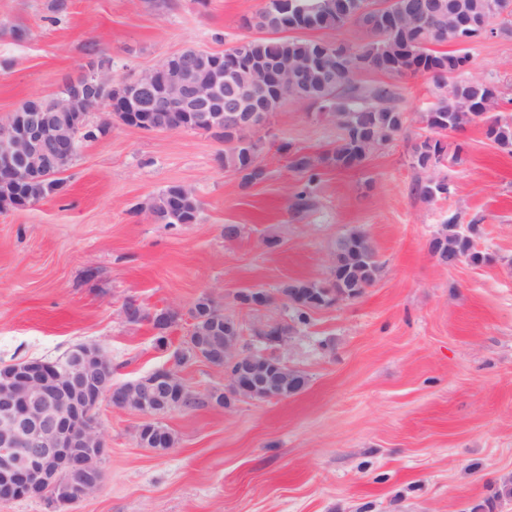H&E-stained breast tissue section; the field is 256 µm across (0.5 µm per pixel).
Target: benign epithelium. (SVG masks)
Masks as SVG:
<instances>
[{
  "mask_svg": "<svg viewBox=\"0 0 512 512\" xmlns=\"http://www.w3.org/2000/svg\"><path fill=\"white\" fill-rule=\"evenodd\" d=\"M359 15L383 18L388 32L416 31L430 26V0H413L405 17L392 20L388 6L365 0ZM315 58L252 65L250 99L242 104L224 99V72L241 62L224 64V54L206 50L179 52L131 79L115 80L112 70L93 62L84 72L77 92L66 108L46 113L38 106L17 108L0 124V181L28 183L45 169L62 173L78 153L79 133L86 124L87 92L96 93L97 107L106 109L102 127L122 112H134L141 92L161 87L153 106L181 114L182 121L211 130L224 125V113L235 112L239 126L255 128L271 112L269 102L292 85V79L314 67L324 72L349 68L353 48L318 41ZM256 345L275 343L283 349L291 340L287 324L271 321L252 329ZM237 319L224 321V341L192 336L174 353L183 365L202 361L220 367L230 363V387L244 397L279 400L291 396V386L305 375L276 355L270 365L242 343ZM200 400L170 366H161L136 380L112 381V360L97 345L78 344L63 357L30 359L10 365L0 375V500L48 499L55 512L99 490L103 480L101 459L106 453L96 411L106 401L118 409L143 411L137 440L157 446L167 433L160 417L172 405L186 408Z\"/></svg>",
  "mask_w": 512,
  "mask_h": 512,
  "instance_id": "7a95c632",
  "label": "benign epithelium"
}]
</instances>
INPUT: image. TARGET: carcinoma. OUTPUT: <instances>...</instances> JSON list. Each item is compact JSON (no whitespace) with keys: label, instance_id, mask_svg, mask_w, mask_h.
<instances>
[{"label":"carcinoma","instance_id":"obj_1","mask_svg":"<svg viewBox=\"0 0 512 512\" xmlns=\"http://www.w3.org/2000/svg\"><path fill=\"white\" fill-rule=\"evenodd\" d=\"M461 5L467 14L470 27L455 29L443 26L437 30L416 31L412 52L401 62V70L415 74L426 71V61L436 59L451 69H464L470 56L461 49L444 52L435 49L442 44L462 45L472 43L486 35V28L497 25V32L512 35V0H453ZM276 0L268 3L253 17V26L260 27L270 37L254 38L247 44L246 51L266 60L284 57L305 59L310 55L313 41L295 36L279 35V26L273 17ZM299 7L308 15L321 20L324 28H339L346 20L334 9L336 0H298ZM372 37L356 48L357 55L366 66L374 65L376 59H395L399 56V44L390 36L371 31ZM318 71L313 69L302 75V83L296 85L300 95L313 94L323 97L328 90L338 93L336 103V127L339 139L336 147L323 157V161L338 169H349L360 164L373 152L383 148L391 137L400 133L409 121L406 113L391 105L394 91L380 86L364 90L355 84V72L338 70L324 76L326 86L312 92L305 83L317 80ZM489 93V88L480 85L463 84L456 94L441 91L430 108L419 114L418 122L427 134L420 136L409 147V157L414 159L412 167L427 171V180L416 185L418 195L432 201L440 193L449 191L448 179L440 175L445 162L460 161V147L449 151L448 134L477 124L486 127V136L499 147L512 152V117L490 116L488 112H472L465 106L470 100L478 105ZM224 167L242 175L244 184H249L263 176L257 163L256 144L247 135V130L239 129L231 123L224 124ZM293 170L308 174L315 168L314 159L304 153L292 156ZM61 180L49 174L29 183L28 196L44 200L59 191ZM201 209L199 199L189 189L179 185L166 188L150 205L154 219L160 224H186L198 218ZM430 252L448 253L459 260L468 259L478 264L486 257L474 250L471 238L466 235L457 217L452 216L440 225L430 242ZM338 264L331 269L325 282L292 281L282 286L281 292L288 296L292 308V321L303 324L309 311L325 306L336 299V291L342 290L346 298L358 297L365 288L371 286L381 272L376 251L369 237L362 231L352 230L336 242L334 253Z\"/></svg>","mask_w":512,"mask_h":512}]
</instances>
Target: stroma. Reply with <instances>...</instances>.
<instances>
[{"instance_id": "1", "label": "stroma", "mask_w": 512, "mask_h": 512, "mask_svg": "<svg viewBox=\"0 0 512 512\" xmlns=\"http://www.w3.org/2000/svg\"><path fill=\"white\" fill-rule=\"evenodd\" d=\"M265 0H0V122L23 102L52 98L91 54L130 78L188 48L221 52L256 37ZM26 32L15 41L11 30ZM466 76L493 85L512 115V37L468 45ZM365 88L392 86L410 121L360 165L322 163L338 139L319 106L290 99L251 130L264 175L244 184L224 167V143L202 131L142 130L113 122L84 142L61 191L0 211V366L102 346L113 380L169 363L210 294L244 330L291 319L290 280L325 281L336 241L360 230L382 271L354 299L314 310L281 355L303 371L297 395L164 416L175 443L136 439L140 414L102 404L107 456L100 489L71 512H471L512 476V152L483 127L450 133L463 161L442 169L448 195L414 187L410 144L434 100L430 76L363 70ZM316 158L312 175L289 166ZM171 185L201 203L192 224L156 223L149 204ZM306 201H299V191ZM475 224L479 265H439L429 241L450 215ZM237 225L235 238L224 227ZM268 292L261 308L239 303ZM176 315L169 345L151 321L127 322V301Z\"/></svg>"}]
</instances>
